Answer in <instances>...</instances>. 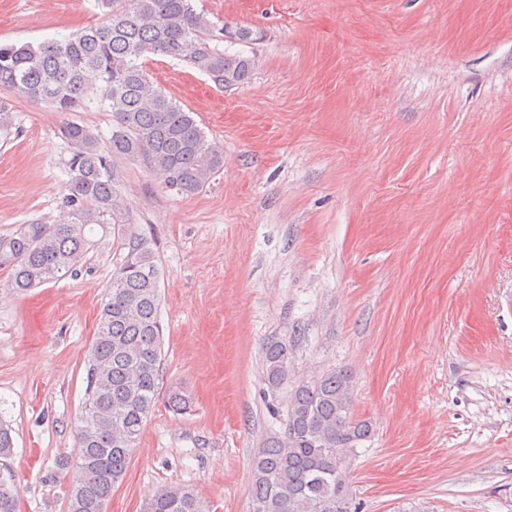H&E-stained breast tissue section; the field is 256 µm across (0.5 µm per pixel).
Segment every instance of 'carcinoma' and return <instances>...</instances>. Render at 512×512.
<instances>
[{"instance_id":"1","label":"carcinoma","mask_w":512,"mask_h":512,"mask_svg":"<svg viewBox=\"0 0 512 512\" xmlns=\"http://www.w3.org/2000/svg\"><path fill=\"white\" fill-rule=\"evenodd\" d=\"M102 23L36 46L0 45V87L58 112H73L89 94L112 113L109 144L86 126L65 123V215L55 224H19L0 236V270L19 292L64 275L76 276L94 245L89 234L126 224L117 199L121 175L113 158H144L165 185L193 193L224 168V149L208 139L193 112L155 87L142 59L162 55L188 64L216 86L247 81L254 60L219 53L208 40L250 44L259 32L224 23L217 29L193 0H96ZM108 284L86 364L78 416L79 455L72 467L70 512H104L122 481L144 423L159 394L162 356L160 267L151 240L134 236ZM290 356L282 341L265 347L266 381L288 380ZM353 385L331 371L294 390L285 431L252 460L249 512H359L353 502L347 449L370 433L354 419ZM12 473H0V512H18ZM143 512H211L187 487L154 494Z\"/></svg>"}]
</instances>
